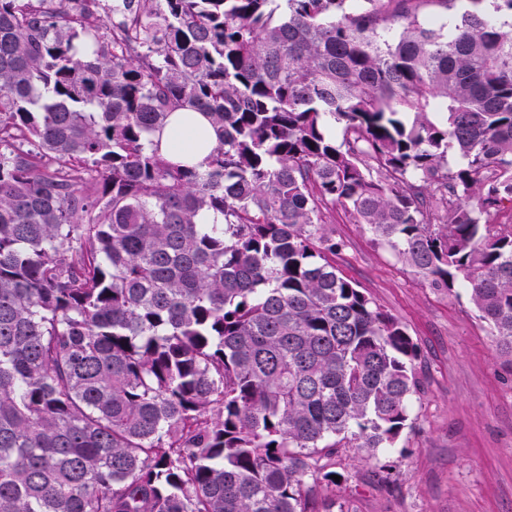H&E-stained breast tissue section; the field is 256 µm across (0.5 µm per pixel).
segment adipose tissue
I'll return each mask as SVG.
<instances>
[{"label":"adipose tissue","mask_w":512,"mask_h":512,"mask_svg":"<svg viewBox=\"0 0 512 512\" xmlns=\"http://www.w3.org/2000/svg\"><path fill=\"white\" fill-rule=\"evenodd\" d=\"M162 142L172 156L200 166L214 144V136L200 113L181 111L165 129Z\"/></svg>","instance_id":"obj_1"}]
</instances>
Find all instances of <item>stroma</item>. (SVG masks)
I'll return each mask as SVG.
<instances>
[{"instance_id":"1","label":"stroma","mask_w":512,"mask_h":512,"mask_svg":"<svg viewBox=\"0 0 512 512\" xmlns=\"http://www.w3.org/2000/svg\"><path fill=\"white\" fill-rule=\"evenodd\" d=\"M328 229L337 270L417 341L423 387L394 448L337 458L344 512H512V368L467 294L430 288L344 210Z\"/></svg>"}]
</instances>
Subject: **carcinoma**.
Here are the masks:
<instances>
[{"mask_svg": "<svg viewBox=\"0 0 512 512\" xmlns=\"http://www.w3.org/2000/svg\"><path fill=\"white\" fill-rule=\"evenodd\" d=\"M285 2L0 0V512H335L421 389L338 206L512 363V0ZM162 142L172 156L201 166L214 144V136L199 112L180 111L165 129Z\"/></svg>", "mask_w": 512, "mask_h": 512, "instance_id": "cac0c4a2", "label": "carcinoma"}]
</instances>
